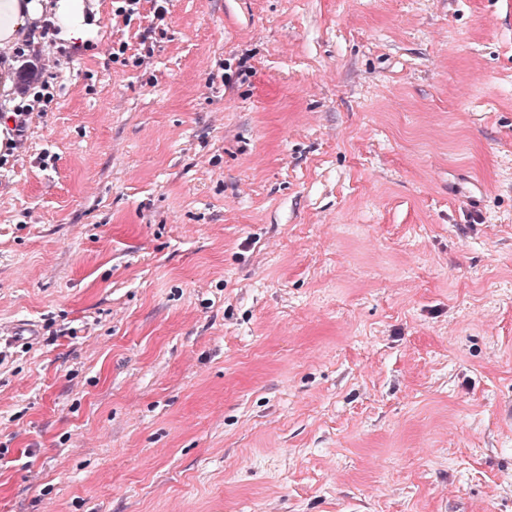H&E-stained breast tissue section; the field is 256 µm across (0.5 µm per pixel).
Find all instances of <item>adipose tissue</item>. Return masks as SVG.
Listing matches in <instances>:
<instances>
[{"label": "adipose tissue", "instance_id": "adipose-tissue-1", "mask_svg": "<svg viewBox=\"0 0 512 512\" xmlns=\"http://www.w3.org/2000/svg\"><path fill=\"white\" fill-rule=\"evenodd\" d=\"M99 21L98 0H0V111L9 115L16 106L14 48L38 47L47 24L58 43L78 47L96 38Z\"/></svg>", "mask_w": 512, "mask_h": 512}]
</instances>
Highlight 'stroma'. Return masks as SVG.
<instances>
[{"mask_svg": "<svg viewBox=\"0 0 512 512\" xmlns=\"http://www.w3.org/2000/svg\"><path fill=\"white\" fill-rule=\"evenodd\" d=\"M17 48L0 512H512V0H99Z\"/></svg>", "mask_w": 512, "mask_h": 512, "instance_id": "obj_1", "label": "stroma"}]
</instances>
